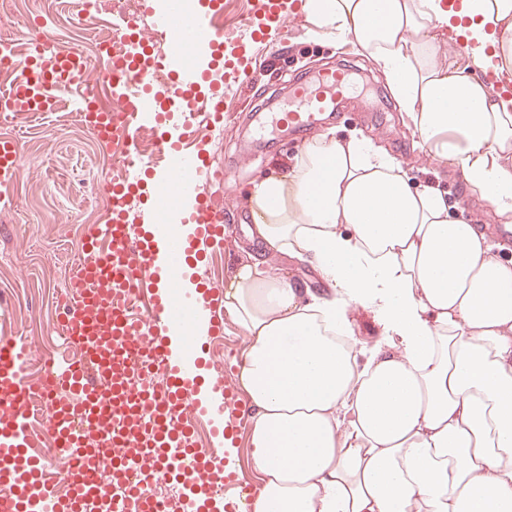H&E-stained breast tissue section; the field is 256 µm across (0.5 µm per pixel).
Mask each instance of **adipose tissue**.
I'll list each match as a JSON object with an SVG mask.
<instances>
[{"mask_svg":"<svg viewBox=\"0 0 512 512\" xmlns=\"http://www.w3.org/2000/svg\"><path fill=\"white\" fill-rule=\"evenodd\" d=\"M313 38L384 70L419 145L512 217V0H302ZM468 64L440 68L439 34ZM257 238L307 257L320 293L242 266L224 307L250 338L251 512H512V259L369 141L325 132L255 182ZM380 327L353 343L359 311Z\"/></svg>","mask_w":512,"mask_h":512,"instance_id":"obj_1","label":"adipose tissue"}]
</instances>
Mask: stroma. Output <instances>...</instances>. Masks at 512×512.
Returning <instances> with one entry per match:
<instances>
[{"label": "stroma", "mask_w": 512, "mask_h": 512, "mask_svg": "<svg viewBox=\"0 0 512 512\" xmlns=\"http://www.w3.org/2000/svg\"><path fill=\"white\" fill-rule=\"evenodd\" d=\"M116 16L96 14L86 25L59 6V0H10L0 19V35L19 40L37 24L56 44L79 47L94 56V30L116 24ZM250 86L224 89L229 115L223 128L208 133L205 149L215 167L231 175L232 188L224 199L230 213L252 211V185L264 177L286 175L305 144L304 137L284 129L258 141L251 116L264 99L287 107L288 86L300 77L313 78L326 64L341 62L352 68L353 87L322 130L345 138L353 134L395 156L411 181L458 195L464 216L486 226L493 242L512 248V222L467 190L458 172L425 161L406 113L393 99L382 69L357 54L353 44L310 38L303 13L289 17L282 34L253 46ZM18 139L23 169L16 182L0 186V323L24 339L30 361L63 348L55 322V295L64 288L71 260L87 229L104 223L108 201L75 191L79 178L104 182L109 178L112 153L91 132L70 118L51 116L26 123L0 122V139ZM263 253L246 225L229 223L223 242L208 251L205 277L219 286L232 284L250 256Z\"/></svg>", "instance_id": "35a3bbf8"}]
</instances>
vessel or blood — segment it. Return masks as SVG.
<instances>
[{
  "mask_svg": "<svg viewBox=\"0 0 512 512\" xmlns=\"http://www.w3.org/2000/svg\"><path fill=\"white\" fill-rule=\"evenodd\" d=\"M296 0H253L242 23L243 38H227L202 17L174 12L161 25L176 40L154 53L150 65L125 55L113 65L121 73L112 84V109L81 110L79 119L102 145L125 146L124 160L134 158L127 144L135 129L153 127L168 153L163 170L153 171L152 193L165 215L156 224L129 221L139 179L113 185L112 219L94 226L69 270L65 304L58 325L83 349L80 360L45 365L29 376L24 344L0 337V485L12 497H0V512H80L87 503L106 500V512H164L150 491L152 484L174 480L183 512H250L254 492L241 483L233 464L238 427L250 405L239 395L240 383L229 359L198 349L194 321L208 334L224 329L219 291L205 280L186 281L183 267L203 263L209 245L226 233L223 212L215 202L232 181L213 169L198 144L202 130L224 124L219 101L197 113L195 90L207 80L203 57L224 64L225 84L242 81L250 64L249 49L285 28ZM194 40L201 58L186 64L177 43ZM90 59L75 47L53 53L32 49L28 70L0 93V112H43L46 88L63 86L75 73H86ZM164 81L163 95L182 111L200 114L184 125L182 139L170 137L159 115L144 98ZM350 70L329 65L318 77L292 83V106L276 113V123L315 132L321 113L334 109L350 89ZM21 167L17 141H0V177H16ZM214 183L205 197L198 182ZM195 201L193 232L184 235L169 217L172 199ZM42 396V418L57 447L68 451L69 491L59 497L43 465L28 454L35 442L29 407ZM206 409L216 437L211 453L192 446L193 414ZM110 470L124 493L105 497L97 481Z\"/></svg>",
  "mask_w": 512,
  "mask_h": 512,
  "instance_id": "obj_1",
  "label": "vessel or blood"
}]
</instances>
